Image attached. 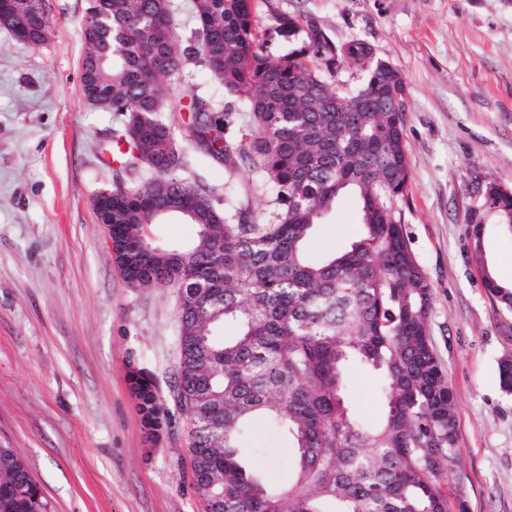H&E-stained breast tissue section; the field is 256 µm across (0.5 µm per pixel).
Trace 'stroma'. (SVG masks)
<instances>
[{"mask_svg": "<svg viewBox=\"0 0 512 512\" xmlns=\"http://www.w3.org/2000/svg\"><path fill=\"white\" fill-rule=\"evenodd\" d=\"M48 43L0 27V445L15 449L52 512H205L190 482L187 420L160 442L143 427L127 381L146 368L168 394L178 362V291L133 288L107 247L93 197L126 180L107 161L111 113L81 93L87 0H45ZM314 24L337 47L371 45L405 85L410 184L394 204L432 288L433 345L454 391L451 489L467 512H512V395L499 363L512 357V314L484 273L512 286V234L496 222L474 242L475 177L512 190V0H259L272 51L296 47L282 17ZM354 197L317 225L312 255L348 246ZM351 409L383 412L378 378L346 374ZM246 463L287 486V436L255 419Z\"/></svg>", "mask_w": 512, "mask_h": 512, "instance_id": "obj_1", "label": "stroma"}]
</instances>
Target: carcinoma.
<instances>
[{"label":"carcinoma","instance_id":"cac0c4a2","mask_svg":"<svg viewBox=\"0 0 512 512\" xmlns=\"http://www.w3.org/2000/svg\"><path fill=\"white\" fill-rule=\"evenodd\" d=\"M199 39L187 46L156 0H108L84 20L81 91L117 118L112 161L133 178L112 188V225L128 283L179 288L180 356L169 399L135 364L129 388L143 426L168 432V403L188 422L194 492L206 512H449L443 482L456 461L454 392L430 335L432 289L393 214L405 196V113L338 112L336 100L374 104L394 91L365 42L335 50L317 27L284 55L255 29V0H192ZM3 27L32 46L51 33L46 5L10 0ZM368 72L358 89L327 80L337 64ZM215 89L176 98L161 87L187 65ZM229 175L248 168L224 203L187 168L174 130ZM355 196L361 231L344 251L312 259L306 243L336 200ZM267 197L268 217L250 203ZM197 227L183 249L155 245L145 226L169 215ZM490 207L512 227V195ZM512 312V288L484 274ZM236 325L227 339L224 324ZM352 367L379 374L383 416L368 425L344 396ZM257 416L292 442L285 490L246 468ZM0 512H51L24 461L0 446Z\"/></svg>","mask_w":512,"mask_h":512}]
</instances>
